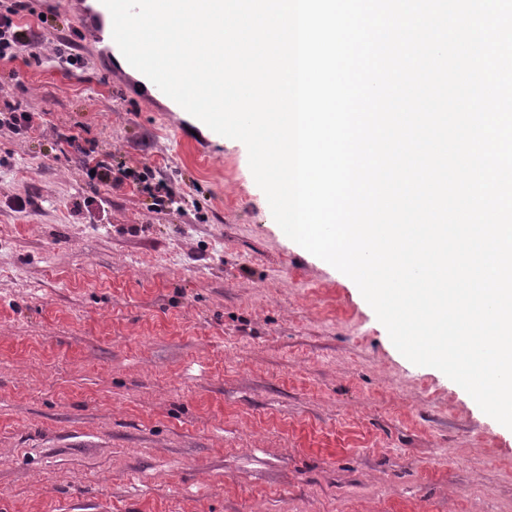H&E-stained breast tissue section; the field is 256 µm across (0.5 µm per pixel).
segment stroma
Here are the masks:
<instances>
[{
  "mask_svg": "<svg viewBox=\"0 0 512 512\" xmlns=\"http://www.w3.org/2000/svg\"><path fill=\"white\" fill-rule=\"evenodd\" d=\"M28 0L83 68L0 62V512H512V429L408 361L357 285L275 222L245 145L147 99L83 23ZM149 164L151 209L60 131ZM33 204L16 211L11 200ZM35 116L43 122L39 113L22 109L19 103L5 102L4 108H0V130L6 129L16 135H26L37 131L40 124L35 123ZM55 145L59 147V151L70 154L76 160L92 185L94 196H87L82 202H76L77 209L85 208L91 212L103 207V199H97V185L120 188L125 181H130L139 192L147 191L153 199L151 205L155 206V210L175 203V192L163 180H159L154 186L148 183V175L152 176L153 169L146 163L142 165V171L127 167L123 163L114 167L111 153L98 152L96 146L78 132L58 133ZM91 171H94V175H91Z\"/></svg>",
  "mask_w": 512,
  "mask_h": 512,
  "instance_id": "obj_1",
  "label": "stroma"
}]
</instances>
